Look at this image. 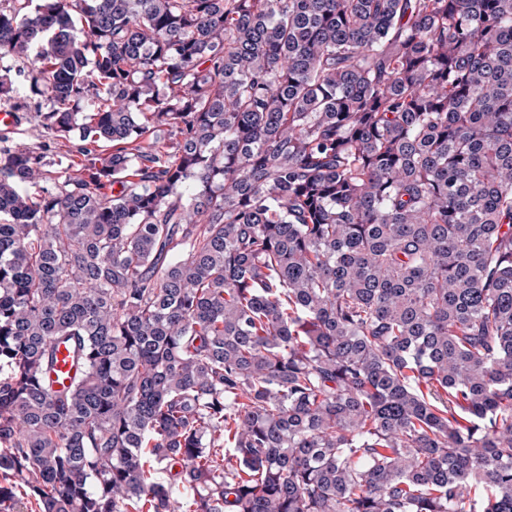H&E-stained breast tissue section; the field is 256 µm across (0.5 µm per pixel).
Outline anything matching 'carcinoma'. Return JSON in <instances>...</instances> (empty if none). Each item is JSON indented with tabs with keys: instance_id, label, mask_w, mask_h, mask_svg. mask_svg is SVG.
I'll list each match as a JSON object with an SVG mask.
<instances>
[{
	"instance_id": "carcinoma-1",
	"label": "carcinoma",
	"mask_w": 512,
	"mask_h": 512,
	"mask_svg": "<svg viewBox=\"0 0 512 512\" xmlns=\"http://www.w3.org/2000/svg\"><path fill=\"white\" fill-rule=\"evenodd\" d=\"M2 100L39 512H512V0H0ZM3 102V101H2ZM0 102V131H12L17 127L12 134L13 139L15 140H27L30 139L31 134L35 135V138H32L33 141H49L48 138H51L50 136L45 137V133H41L40 131H36L33 128V124L30 119V113L33 112H22L24 121L22 122V113L21 112H14L10 110H4L8 109L6 105H3V103Z\"/></svg>"
}]
</instances>
